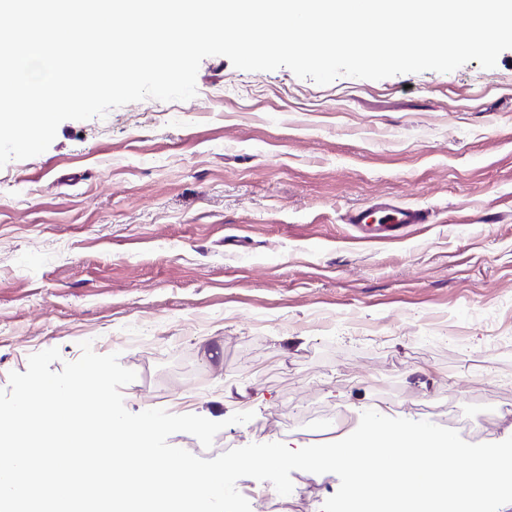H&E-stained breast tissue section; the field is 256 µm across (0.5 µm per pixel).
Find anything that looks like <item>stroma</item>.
Wrapping results in <instances>:
<instances>
[{
    "mask_svg": "<svg viewBox=\"0 0 512 512\" xmlns=\"http://www.w3.org/2000/svg\"><path fill=\"white\" fill-rule=\"evenodd\" d=\"M196 88L0 168V389L87 341L136 372L128 411L226 421L211 459L376 405L512 437V49L327 85L209 56ZM381 196L430 223L358 243L344 214Z\"/></svg>",
    "mask_w": 512,
    "mask_h": 512,
    "instance_id": "obj_1",
    "label": "stroma"
}]
</instances>
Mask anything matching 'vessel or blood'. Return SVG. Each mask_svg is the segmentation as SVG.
<instances>
[{"mask_svg":"<svg viewBox=\"0 0 512 512\" xmlns=\"http://www.w3.org/2000/svg\"><path fill=\"white\" fill-rule=\"evenodd\" d=\"M429 212L401 206L391 199L378 198L371 208H355L345 215L366 242H398L407 237L413 225L428 221Z\"/></svg>","mask_w":512,"mask_h":512,"instance_id":"b4317fda","label":"vessel or blood"}]
</instances>
